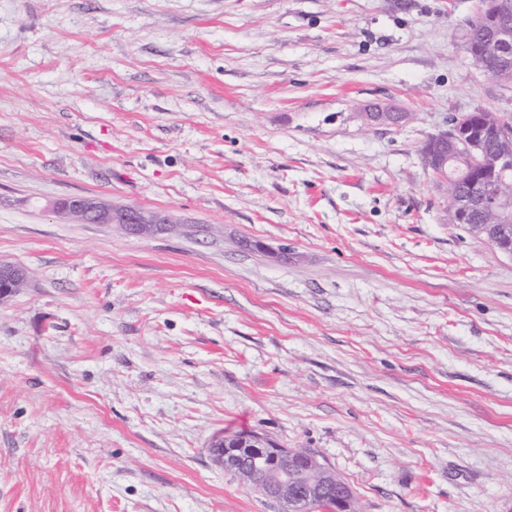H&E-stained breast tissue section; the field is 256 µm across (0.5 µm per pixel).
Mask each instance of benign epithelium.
I'll use <instances>...</instances> for the list:
<instances>
[{"label": "benign epithelium", "instance_id": "7a95c632", "mask_svg": "<svg viewBox=\"0 0 512 512\" xmlns=\"http://www.w3.org/2000/svg\"><path fill=\"white\" fill-rule=\"evenodd\" d=\"M483 18L493 25L492 37L482 46L479 56L488 62L512 57V3L508 0H486ZM483 116L475 110L464 117H452L448 130L432 137L423 153L424 163L434 172L447 171L448 163L462 152L467 153L475 168L479 169L487 187L491 188L512 173V149L500 146L493 151L485 148V139L490 134V122L484 128L474 130L471 118ZM487 196L467 195L453 190L451 210L453 216L467 214L474 209L490 205ZM54 210L72 216L81 224H124L141 231L151 224H166L168 218L158 213L134 208H117L91 197H73L54 204ZM500 218L496 224H476L474 234L495 244L499 252L512 259V211L498 206ZM28 278L26 269L13 263L0 261V299L16 293ZM214 461L224 469H236L245 479L251 474L246 465L250 460H260L271 467L265 482L266 494L276 498L284 512H302L304 500L320 497L336 491L334 481H325L330 468L318 460L300 465V459L292 448L274 447L268 439L256 434L234 447L215 448L211 451Z\"/></svg>", "mask_w": 512, "mask_h": 512}]
</instances>
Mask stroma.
Listing matches in <instances>:
<instances>
[{
    "instance_id": "stroma-1",
    "label": "stroma",
    "mask_w": 512,
    "mask_h": 512,
    "mask_svg": "<svg viewBox=\"0 0 512 512\" xmlns=\"http://www.w3.org/2000/svg\"><path fill=\"white\" fill-rule=\"evenodd\" d=\"M481 0H0V512H282L224 430L357 512H512V259L422 161L512 114ZM409 113L396 128L372 107ZM173 216L132 233L49 208ZM28 278L26 269L13 263L0 261V299L16 293ZM211 455L220 467L225 470H239L247 480L251 478V474L245 464L246 461L260 460L272 467L273 469L269 472L265 482V491L268 496L276 498L283 505L284 512H303L302 504L305 499L311 500L330 492H334L333 494L336 495V483L333 480L327 483L323 479L326 473H334L325 463L321 464L319 460H315L302 466L299 456L293 448L274 447L260 433L243 439L241 445L231 448L225 445L224 439V448H214ZM263 469L264 465L258 462L248 487L261 495L260 488L264 485ZM227 471L241 481V477L236 471ZM293 471H300L306 477L304 476L299 482L288 481V474ZM314 474L317 477H314Z\"/></svg>"
}]
</instances>
